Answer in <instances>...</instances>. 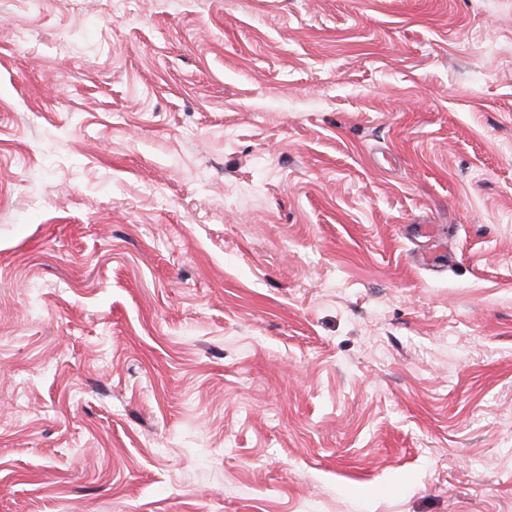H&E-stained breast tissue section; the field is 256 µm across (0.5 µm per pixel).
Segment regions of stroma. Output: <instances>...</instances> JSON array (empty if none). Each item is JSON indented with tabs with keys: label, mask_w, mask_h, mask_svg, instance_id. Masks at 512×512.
Segmentation results:
<instances>
[{
	"label": "stroma",
	"mask_w": 512,
	"mask_h": 512,
	"mask_svg": "<svg viewBox=\"0 0 512 512\" xmlns=\"http://www.w3.org/2000/svg\"><path fill=\"white\" fill-rule=\"evenodd\" d=\"M0 512H512V0H0Z\"/></svg>",
	"instance_id": "stroma-1"
}]
</instances>
